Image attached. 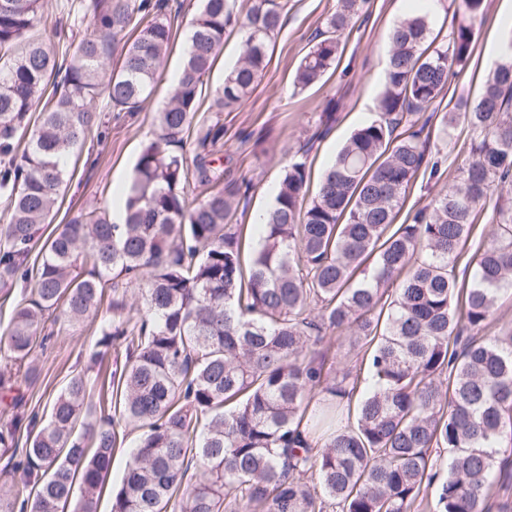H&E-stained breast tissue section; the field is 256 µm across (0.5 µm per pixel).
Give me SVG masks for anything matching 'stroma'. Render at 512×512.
Masks as SVG:
<instances>
[{"label": "stroma", "mask_w": 512, "mask_h": 512, "mask_svg": "<svg viewBox=\"0 0 512 512\" xmlns=\"http://www.w3.org/2000/svg\"><path fill=\"white\" fill-rule=\"evenodd\" d=\"M67 0H47L40 32L52 39L63 28L82 37L91 33L90 20L83 13L68 12ZM171 10L181 16L165 63V75L155 83L140 112L115 116L106 97L95 102L101 121L112 128L105 144H98L96 134H88L81 149L72 158V175L62 192L50 224L42 236H49L56 225L65 223L81 209L95 205L111 208L112 195L119 185L128 183L142 142L151 137L154 117L169 97L167 76L178 70L186 47V36L194 16V0H166ZM369 10L341 39V53L335 65L316 84L294 91V73L304 55L316 43L325 18L336 8V0H288L283 27L270 49V63L252 93L237 106L224 110V141L219 155L224 176L229 180L248 181L250 194L241 200L236 220L244 224L250 242H257L254 217L269 209L273 201L270 188L278 187L289 164L306 157L312 180H319L332 165L340 148L353 131L377 114V102L388 70V35L398 19L412 12L413 0H369ZM512 14V0H486V9L471 19L474 31L472 52L464 71L450 75L448 84L432 106L424 129L432 159L438 160V177H418L409 190L398 222L407 214L428 204L452 183L457 168L468 156L469 133L460 128L451 141L437 134L440 113L460 101H476L496 64L504 54L505 41L512 39V27L505 21ZM243 37L232 33L224 40L213 68L202 86L199 110H214L215 91L239 62ZM334 105L336 121L327 134H319L320 116L327 105ZM310 152H303L305 143ZM101 315L90 316L78 327L55 333L46 348L35 350L41 369L39 378L23 386L21 414L49 417L50 404L69 379L85 371L87 354L97 335Z\"/></svg>", "instance_id": "obj_1"}]
</instances>
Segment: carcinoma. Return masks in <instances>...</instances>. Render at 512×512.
Segmentation results:
<instances>
[{
	"mask_svg": "<svg viewBox=\"0 0 512 512\" xmlns=\"http://www.w3.org/2000/svg\"><path fill=\"white\" fill-rule=\"evenodd\" d=\"M366 2L337 0L294 87L332 68ZM286 6L250 0L241 19L237 0H200L179 80L134 166L124 222L88 206L41 244L68 160L92 130L93 103L104 93L119 113L144 108L174 19L163 0H82L93 34L61 58L35 36L42 0H0V290L21 288L3 333L15 369L0 371V392L37 377L31 354L50 312L76 327L107 306L89 361L102 365L114 341L126 352L112 373L119 417L76 432L104 408L91 396L101 373L90 367L44 424L0 417V450L17 473L0 512H97L123 425L141 435L112 512H324L329 501L340 512H413L429 487L436 512H487L494 487L512 481V331L486 334L498 295L512 290L511 198L486 216L488 235L466 262L471 287L457 291L456 273L477 213L512 188V51L475 103L440 118L445 141L459 123L469 127L468 164L397 224L409 185L439 175L410 116L464 69L474 39L463 21L433 34L428 12L398 21L377 118L351 134L312 198L306 162L288 166L262 243L247 255L233 220L250 186L224 180L215 147L221 113L261 77ZM237 28L242 58L215 115L199 119L204 77ZM129 33L115 71L112 42ZM33 111L20 152L15 133ZM193 127L189 165L178 149ZM131 288L143 307L129 303ZM344 332L372 382L354 406L358 378L329 377L321 354ZM434 448L451 455L445 475Z\"/></svg>",
	"mask_w": 512,
	"mask_h": 512,
	"instance_id": "carcinoma-1",
	"label": "carcinoma"
}]
</instances>
